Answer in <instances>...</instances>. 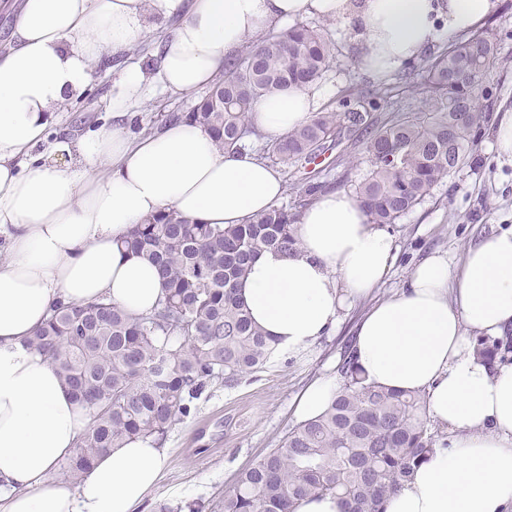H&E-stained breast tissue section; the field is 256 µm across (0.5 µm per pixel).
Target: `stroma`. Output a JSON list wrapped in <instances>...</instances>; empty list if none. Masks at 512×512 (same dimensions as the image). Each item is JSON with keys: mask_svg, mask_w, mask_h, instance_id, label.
I'll use <instances>...</instances> for the list:
<instances>
[{"mask_svg": "<svg viewBox=\"0 0 512 512\" xmlns=\"http://www.w3.org/2000/svg\"><path fill=\"white\" fill-rule=\"evenodd\" d=\"M487 22L498 34L506 60L486 83L493 89L488 102L494 123L481 134L478 150L468 163L451 171L434 186L424 201L390 225L397 255L385 284L375 294L385 299L405 287L412 268L424 257L441 253L459 261L465 248L497 228L512 226V157L498 148L495 123L503 112L512 109V0H496ZM305 24L326 29L339 50V62L324 79L331 85L330 100L342 91L368 86L394 87L398 100L410 108L418 103L411 97L398 74L374 78L358 64L360 37L348 21H322L308 16ZM149 31L131 55H117L109 63L95 64L90 91L79 101L64 106L60 127L75 138L106 122L112 110V89L120 77L126 58L150 66L155 42L170 23L156 16L147 21ZM199 93L172 99L161 92L148 94L134 109L126 130L139 135L141 130L161 128L169 114L189 111ZM320 167L330 170L339 188L353 192L368 173L370 165L359 136H351L345 153L322 155ZM370 306L361 300L342 316L335 333L320 338L302 358L280 355L269 359L256 373L245 376L232 388L221 385L207 390L196 402L193 415L174 425L164 445L170 451L167 470L148 495L140 512H161L192 502L204 503L203 512H221L226 491L238 474L274 448L280 447L295 425L293 399L312 381L336 375L341 354L353 329Z\"/></svg>", "mask_w": 512, "mask_h": 512, "instance_id": "1", "label": "stroma"}]
</instances>
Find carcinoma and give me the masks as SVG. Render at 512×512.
<instances>
[{
    "mask_svg": "<svg viewBox=\"0 0 512 512\" xmlns=\"http://www.w3.org/2000/svg\"><path fill=\"white\" fill-rule=\"evenodd\" d=\"M500 45L477 27L438 47L411 86L423 108L392 109L382 122L370 113L391 99V87L348 91L339 111L326 106L260 153L288 167L307 165L339 147L347 129H362L370 170L355 188L370 223L397 221L419 205L448 173L466 163L478 133L491 121L477 103L474 78H486ZM335 43L320 28L295 24L280 34L249 39L190 112L180 113L207 130L226 152L246 149L260 134L248 112L260 97L314 85L333 68ZM325 189L319 172L294 184L301 198ZM301 210L274 206L244 224L192 222L173 211L136 224L120 247L155 264L165 279L164 298L153 312L132 315L110 302L54 305L29 340L44 352L90 410L92 422L61 475L78 483L106 448L134 437L163 442L176 422L211 386L232 387L263 368L267 336L251 320L239 288L250 261L264 249L298 246ZM508 337H481L476 352L505 364ZM344 379L330 408L297 424L283 445L246 469L224 494V512H294L297 501L333 495L343 512H383L387 496L410 479L433 451L420 395L366 382L345 346Z\"/></svg>",
    "mask_w": 512,
    "mask_h": 512,
    "instance_id": "obj_1",
    "label": "carcinoma"
}]
</instances>
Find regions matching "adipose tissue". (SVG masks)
<instances>
[{"mask_svg":"<svg viewBox=\"0 0 512 512\" xmlns=\"http://www.w3.org/2000/svg\"><path fill=\"white\" fill-rule=\"evenodd\" d=\"M494 0H23L0 49V512H137L169 464L135 438L105 449L75 487L49 473L88 428L47 355L25 342L54 304L105 299L135 314L165 288L155 265L118 248L146 217L174 211L206 224H242L282 197L284 183L248 151L226 153L180 119L138 139L123 126L153 89L178 98L211 85L246 39L304 15L354 22L359 63L385 77L436 43L475 27ZM170 18L157 65L129 63L112 95L113 123L41 149L93 65ZM316 86L259 99L251 125L278 138L307 122ZM299 247L259 252L240 296L274 354L300 356L333 332L341 311L384 281L392 235L360 201L329 191L297 224ZM512 331V227L470 244L460 265L434 253L401 293L374 304L352 350L367 381L419 393L442 440L383 512H512V364L476 353L481 336Z\"/></svg>","mask_w":512,"mask_h":512,"instance_id":"ef3b65f1","label":"adipose tissue"}]
</instances>
